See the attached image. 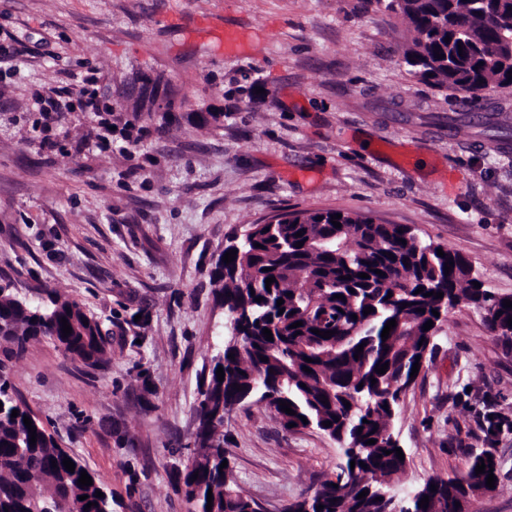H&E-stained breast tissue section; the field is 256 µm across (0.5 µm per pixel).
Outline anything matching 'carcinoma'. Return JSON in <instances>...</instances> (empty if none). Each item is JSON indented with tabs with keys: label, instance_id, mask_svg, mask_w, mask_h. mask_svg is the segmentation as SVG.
<instances>
[{
	"label": "carcinoma",
	"instance_id": "obj_1",
	"mask_svg": "<svg viewBox=\"0 0 512 512\" xmlns=\"http://www.w3.org/2000/svg\"><path fill=\"white\" fill-rule=\"evenodd\" d=\"M366 2L405 24L410 42L402 62L420 82L458 92L473 104L489 87L512 88V0ZM439 54L444 58H437ZM127 86L139 91L133 105L115 102L98 90H80L78 107L100 116L104 131L114 122L123 124L133 144L152 126L167 129L174 106L169 85L163 88L162 111L154 108L158 83L144 79L138 86L132 80ZM337 214L339 228L331 223ZM440 248L443 257L437 255ZM234 249L233 262L220 257L212 270L229 329L196 409L195 451L183 473L194 512H258V504L235 485L232 456L224 448V414L246 396L266 403L284 426L315 428L343 449L344 463L336 479L321 481L313 494L290 504L287 512H463L471 498L488 490V471L499 476V463L485 449L469 457L464 473L433 477L407 496H398L394 478L405 471L406 461L396 455L393 425L405 392L415 382L409 377L413 364L424 363L448 311L461 302L471 304L483 311L491 332L509 341L512 308L503 301H512V295L493 296L474 286L476 277L464 256L418 237L407 226L376 224L343 210L292 212L285 223L254 224L248 242L224 247L226 252ZM390 253L394 258H388ZM447 262L453 263L449 273ZM377 269L383 275L376 274ZM360 273L368 277L360 278ZM269 277L275 282L268 286ZM420 287L423 292L418 294ZM431 291L443 297L437 299ZM279 299L284 300L283 312L277 307ZM367 307L373 312L365 315ZM434 309L439 315H433ZM63 318L72 328L66 337ZM392 319L396 327L384 340L381 333ZM429 320L433 327L426 331ZM298 321L302 325L292 328ZM265 328L273 340L263 335ZM315 329L335 334L325 339L314 334ZM110 336L104 322L74 299L52 291L45 302L27 301L18 298L10 284L0 285V340L17 352L33 339L49 337L72 357L95 365L110 353ZM361 344L364 349L356 359ZM230 353L234 358H228ZM264 357L268 361H262ZM386 362V373H377L376 365ZM305 366L311 372L303 371ZM220 367L225 373L222 382L216 374ZM281 400L291 403L294 414L281 411ZM0 403V512H112L109 495L96 496V491H105L99 480L84 488L78 484L85 465L75 458L74 472L65 469L63 459L69 453L16 398L2 365ZM14 409L19 411L15 418ZM26 416L36 428L33 446L23 422ZM325 421L332 425L324 426ZM370 439L376 443L367 444ZM386 450L391 454H384ZM224 461L229 465L222 469ZM481 462L492 467L478 475ZM364 490L368 494L358 498ZM208 492L213 494L210 510ZM82 495L87 499H80ZM426 496L429 505L424 509L419 502ZM90 502L95 506L85 509Z\"/></svg>",
	"mask_w": 512,
	"mask_h": 512
}]
</instances>
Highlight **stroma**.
<instances>
[{"mask_svg":"<svg viewBox=\"0 0 512 512\" xmlns=\"http://www.w3.org/2000/svg\"><path fill=\"white\" fill-rule=\"evenodd\" d=\"M250 30L244 53L214 28ZM401 20L361 0H0V283L38 301L55 290L112 331L106 362L48 338L7 361L20 401L112 494V512H190L181 474L196 407L224 339L210 272L226 245L292 211L340 209L403 224L462 254L485 289L512 295V89L487 132L448 116L453 91L408 73ZM146 75L174 89L171 133L78 146L98 118L77 106L86 76ZM38 91L61 120L33 106ZM220 112L219 126L196 115ZM505 425L485 434L487 415ZM407 494L493 449L496 491L471 512H512V343L481 311L452 309L394 424ZM242 492L286 512L335 477L338 444L284 427L265 403L224 417Z\"/></svg>","mask_w":512,"mask_h":512,"instance_id":"obj_1","label":"stroma"}]
</instances>
